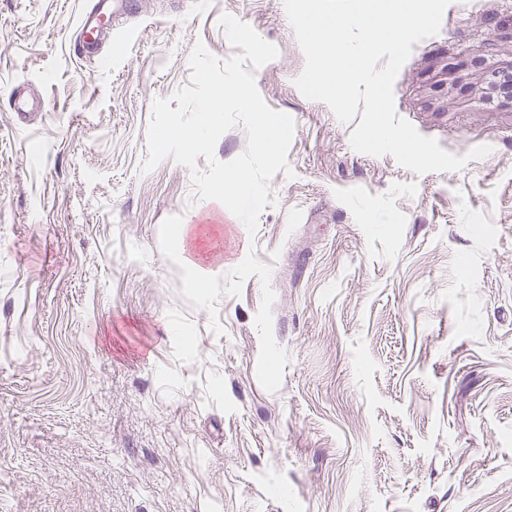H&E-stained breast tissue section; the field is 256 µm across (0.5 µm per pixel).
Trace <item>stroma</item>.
<instances>
[{
    "instance_id": "1",
    "label": "stroma",
    "mask_w": 512,
    "mask_h": 512,
    "mask_svg": "<svg viewBox=\"0 0 512 512\" xmlns=\"http://www.w3.org/2000/svg\"><path fill=\"white\" fill-rule=\"evenodd\" d=\"M132 2L89 58L86 0H0V512H512V100L476 89L512 0H451L399 71L400 118L491 148L422 175L298 91L283 0ZM225 13L277 47L255 82L295 131L255 231L189 247L199 289L169 233L216 203L144 163Z\"/></svg>"
}]
</instances>
